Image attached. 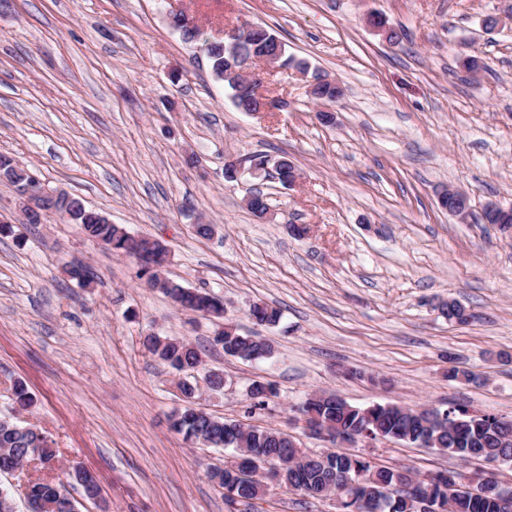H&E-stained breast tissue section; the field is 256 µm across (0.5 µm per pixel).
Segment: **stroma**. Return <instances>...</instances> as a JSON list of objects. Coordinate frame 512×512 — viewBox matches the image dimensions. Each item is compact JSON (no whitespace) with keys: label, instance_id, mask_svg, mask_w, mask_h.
Here are the masks:
<instances>
[{"label":"stroma","instance_id":"obj_1","mask_svg":"<svg viewBox=\"0 0 512 512\" xmlns=\"http://www.w3.org/2000/svg\"><path fill=\"white\" fill-rule=\"evenodd\" d=\"M372 11L399 43L365 26ZM180 12L197 39L170 27ZM490 15L501 19L491 30ZM243 20L310 66L267 71L261 91L278 110L238 111L211 74L208 42ZM468 56L484 62L478 76L462 68ZM316 71L344 90L332 125L309 93ZM257 153L288 155L300 180L225 179V157ZM0 154L163 240L168 277L223 298L225 321L273 347L257 362L225 355L214 321L147 287L134 257L53 214L18 223L0 180V218L13 223L0 235V418L52 440L56 477L75 462L97 474V501L69 482L79 512H236L208 477L227 450L170 426L184 405L178 374L143 348L148 333L188 340L223 372V392L199 408L286 430L308 452L329 446L294 419L315 390L358 407L460 403L512 418V232L481 221L488 202L512 206V0H0ZM447 186L469 193V223L440 206ZM257 188L264 223L244 204ZM199 222L211 238L195 235ZM77 260L91 287L68 276ZM451 297L476 320L448 322L439 306ZM256 302L280 308L279 323L257 325ZM452 366L471 380H449ZM18 379L35 399L21 412ZM256 380L278 395L252 412ZM354 451L422 475L485 467L385 439ZM258 507L338 512L277 486Z\"/></svg>","mask_w":512,"mask_h":512}]
</instances>
